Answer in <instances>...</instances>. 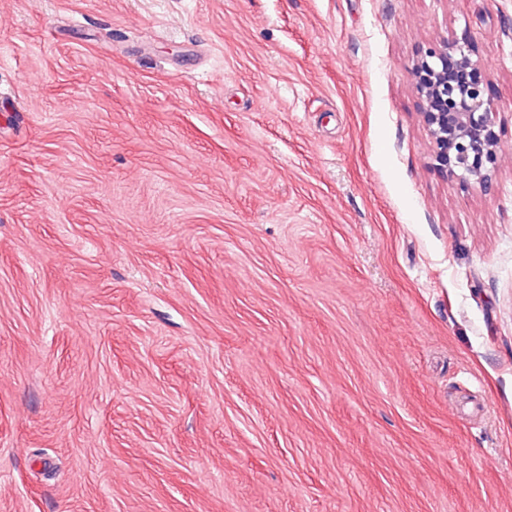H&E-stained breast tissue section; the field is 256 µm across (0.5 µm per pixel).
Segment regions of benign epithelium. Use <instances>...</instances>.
I'll return each mask as SVG.
<instances>
[{
  "label": "benign epithelium",
  "mask_w": 512,
  "mask_h": 512,
  "mask_svg": "<svg viewBox=\"0 0 512 512\" xmlns=\"http://www.w3.org/2000/svg\"><path fill=\"white\" fill-rule=\"evenodd\" d=\"M414 72L435 168L490 192L499 142L492 130L495 102L482 61L469 43L447 41L431 46Z\"/></svg>",
  "instance_id": "1"
}]
</instances>
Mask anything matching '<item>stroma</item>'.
Returning a JSON list of instances; mask_svg holds the SVG:
<instances>
[{"mask_svg": "<svg viewBox=\"0 0 512 512\" xmlns=\"http://www.w3.org/2000/svg\"><path fill=\"white\" fill-rule=\"evenodd\" d=\"M0 512H512V0H0ZM414 72L435 168L490 192L500 146L492 130L495 102L488 94L482 61L469 43L447 41L431 46Z\"/></svg>", "mask_w": 512, "mask_h": 512, "instance_id": "obj_1", "label": "stroma"}]
</instances>
